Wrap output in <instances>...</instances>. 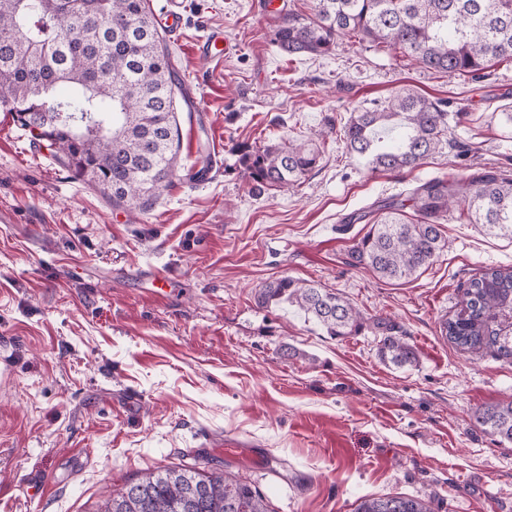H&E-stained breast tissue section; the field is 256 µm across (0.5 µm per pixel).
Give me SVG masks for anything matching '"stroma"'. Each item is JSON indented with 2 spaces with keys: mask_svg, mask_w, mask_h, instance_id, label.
Instances as JSON below:
<instances>
[{
  "mask_svg": "<svg viewBox=\"0 0 512 512\" xmlns=\"http://www.w3.org/2000/svg\"><path fill=\"white\" fill-rule=\"evenodd\" d=\"M277 2L184 0L166 38L181 148L148 210L113 206L0 111V512H102L126 482L187 462L249 481L271 512L396 494L431 512H512V444L473 418L512 402V360L441 333L472 278L512 267V238L449 216L434 263L388 281L353 263L368 226L346 221L434 177L512 172V62L460 80L354 38L291 56L271 32L313 0ZM215 29L230 49L206 63L195 46ZM402 89L447 100L450 142L416 169L369 171L341 128ZM310 138L321 159L299 185L253 189L242 147ZM282 276L348 299L362 332L259 307ZM379 316L415 346L414 367L380 361Z\"/></svg>",
  "mask_w": 512,
  "mask_h": 512,
  "instance_id": "stroma-1",
  "label": "stroma"
}]
</instances>
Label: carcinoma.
<instances>
[{
  "label": "carcinoma",
  "instance_id": "1",
  "mask_svg": "<svg viewBox=\"0 0 512 512\" xmlns=\"http://www.w3.org/2000/svg\"><path fill=\"white\" fill-rule=\"evenodd\" d=\"M149 0H0V106L20 126L42 129L56 160L76 179L112 196V205H152L170 183L180 150L175 90L181 87ZM350 36L400 52L449 77L476 80L490 63L512 59V0H315L314 15L290 13L272 33L289 55L327 56ZM447 103L401 90L343 126L347 149L373 172L413 169L447 142ZM319 162L318 149L288 141L242 149L240 163L260 189L293 187ZM489 232L512 236V178L485 168L464 181L435 177L405 201L375 202L348 222L370 230L353 261L388 280L429 266L446 247L450 210ZM411 209V216L405 209ZM262 307L287 304L331 336L364 327L348 300L284 276L256 295ZM380 359L398 368L415 347L385 318L373 320ZM457 348L512 359V269L470 281L442 324ZM485 431L512 443V404L476 412ZM107 512H268L251 484L194 467L150 472L112 493ZM355 512H429L417 498H368Z\"/></svg>",
  "mask_w": 512,
  "mask_h": 512
}]
</instances>
